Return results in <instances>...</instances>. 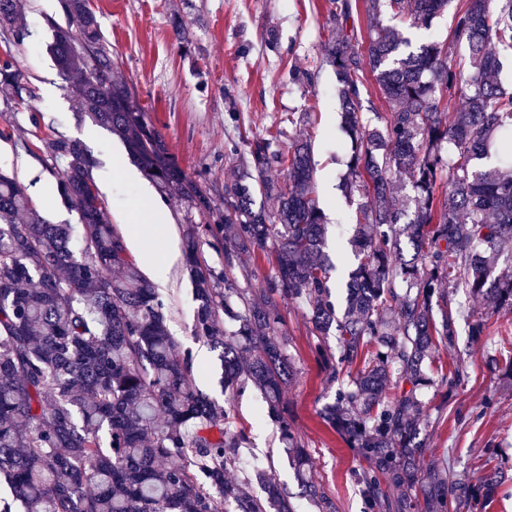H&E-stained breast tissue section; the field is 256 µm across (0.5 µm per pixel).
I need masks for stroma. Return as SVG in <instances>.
<instances>
[{
    "mask_svg": "<svg viewBox=\"0 0 512 512\" xmlns=\"http://www.w3.org/2000/svg\"><path fill=\"white\" fill-rule=\"evenodd\" d=\"M24 37L0 42V60L7 58L28 76L29 91L12 106L0 104V169L14 174L34 206L52 223L80 229L79 215L66 207L57 190L65 161L44 152L47 139L79 141L91 175L112 158L126 157L123 143L106 129L79 114L65 89L49 51V20L63 21L59 0H20ZM105 43L115 63V77L129 84L164 136L184 171L212 201L199 214L178 196L165 198L177 238L188 228L199 232L198 259L216 272L224 270V240L209 226L224 216V185L234 180L239 157L231 150L242 135L275 133L283 115L315 107L311 128L319 203L329 225V253L350 257L354 205L341 186L342 134L334 95L335 75L321 65V47L328 37L329 0H92ZM314 74L307 85L295 81L297 70ZM149 180L115 179L101 197L117 232L140 225L156 261L165 248L150 222ZM173 336L194 359L197 389L216 403H229L237 428L250 444L243 455L258 462L287 489L295 512H317L302 496L279 443L275 421L264 413L260 392L247 387L227 400L220 385L221 362L204 339L193 334L195 302L183 262L159 285ZM282 333L295 375L283 394L285 416L314 461L312 477L336 505V512H365L363 487L354 474L364 462L348 447L319 412L332 402L338 384L318 358V339L303 306L282 307ZM512 347V314L492 316L485 333L471 339L459 331V347L434 355L435 365L459 367L464 379L454 389H424L429 408L425 422L428 457L446 461L454 473L477 484L497 464L507 465L505 481L486 512H512V378L503 376L504 357ZM497 449L496 459L481 449Z\"/></svg>",
    "mask_w": 512,
    "mask_h": 512,
    "instance_id": "obj_1",
    "label": "stroma"
}]
</instances>
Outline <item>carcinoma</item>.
I'll return each instance as SVG.
<instances>
[{
  "mask_svg": "<svg viewBox=\"0 0 512 512\" xmlns=\"http://www.w3.org/2000/svg\"><path fill=\"white\" fill-rule=\"evenodd\" d=\"M89 0H60L66 25L51 23L50 51L81 113L125 145L161 191L175 190L205 214L211 201L173 156L130 87L112 75ZM450 0H363L366 56L349 21L359 4L332 0L322 61L336 74L341 118L352 140L347 194L364 202L350 239L346 308L331 301L325 215L316 194L311 141L299 128L312 113H288L284 129L248 141L250 161L224 185V274L202 267L195 229L185 238L196 310L194 335L224 364V390L258 388L279 422L284 452L302 493L319 512L336 504L310 477L312 461L282 416L293 377L281 304L302 303L312 335L336 336L338 357L317 346L340 382L323 419L361 450L359 481L373 512H460L483 509L504 480L498 466L479 492L425 459L420 418L424 367L458 338L456 295L463 290L497 312L512 313V91L497 82L498 47L512 49V0H466L448 46L409 50L392 17L428 28ZM18 0H0V39L20 40ZM371 73L388 111L366 125L360 97ZM28 77L0 62V102L23 98ZM288 136V149L274 148ZM67 167L62 200L79 214L82 245L68 224H54L24 186L0 170V512H294L288 491L261 468L242 481L237 467L247 433L226 409L199 393L190 355L171 336L155 286L129 259L112 229L75 140L46 143ZM287 171L280 183L268 176ZM448 192L441 194L442 181ZM263 201H257V198ZM273 200L272 208L265 200ZM271 246L275 272L256 295L234 275L233 258ZM432 474L421 477V468ZM389 492H384L381 483ZM257 483L266 497L252 494Z\"/></svg>",
  "mask_w": 512,
  "mask_h": 512,
  "instance_id": "1",
  "label": "carcinoma"
}]
</instances>
